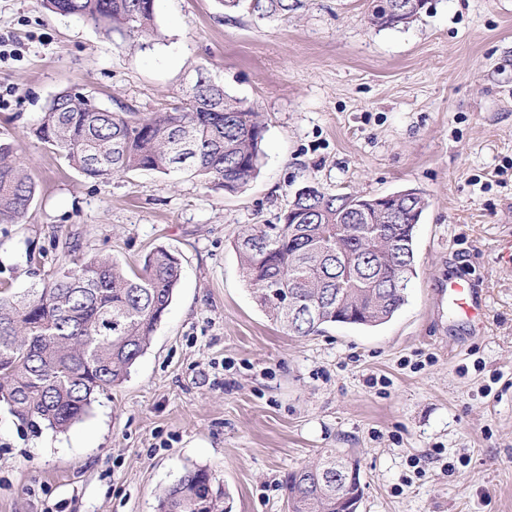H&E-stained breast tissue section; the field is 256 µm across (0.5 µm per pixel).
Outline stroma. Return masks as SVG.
<instances>
[{
    "label": "stroma",
    "instance_id": "1",
    "mask_svg": "<svg viewBox=\"0 0 512 512\" xmlns=\"http://www.w3.org/2000/svg\"><path fill=\"white\" fill-rule=\"evenodd\" d=\"M302 2L261 21L155 0L164 38L143 45L0 0V133L39 189L0 224V280L39 283L29 248L48 271L76 255L139 269L157 247L182 267L150 347L81 422L36 430L0 406V512H156L192 465L232 512H287L288 473L327 448L360 467L358 512H512V0H427L384 29L368 0ZM200 67L265 125L239 193L184 174L95 182L27 134L64 87L160 112ZM306 185L426 196L389 322L301 337L256 304L231 241ZM452 280L476 288L484 326L449 315ZM405 1H407V0H404L401 3H407V5H405L404 9H406V10L408 9L410 11L403 12L399 16L398 22L393 26H389L388 24L385 23L384 20H382L383 14L381 13V8L378 3V0H371V3H370L371 17H372L371 21L373 22L374 25L381 27V28H386V27L392 28V27L399 26L401 24L405 25V24L412 22L414 19L417 18V16H418L417 14H419L420 10L424 7V1L420 0L423 2L422 6L417 9L415 8L413 10H411L413 7H415V6L418 7L420 5V2H416L419 0H411V2H405Z\"/></svg>",
    "mask_w": 512,
    "mask_h": 512
}]
</instances>
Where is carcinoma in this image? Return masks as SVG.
Returning <instances> with one entry per match:
<instances>
[{
	"mask_svg": "<svg viewBox=\"0 0 512 512\" xmlns=\"http://www.w3.org/2000/svg\"><path fill=\"white\" fill-rule=\"evenodd\" d=\"M155 0H42L122 38L156 40ZM300 0H257L251 15L272 19ZM29 135L84 177L189 172L227 194L260 171L264 125L258 113L224 90L205 84L165 112H114L80 87L54 94ZM37 185L13 138H0V224H19ZM373 198L320 189L294 192L279 224L238 232L234 248L243 276L266 314L297 336L325 324L378 326L407 301L417 275L415 231L425 197L398 204L395 223L372 212ZM341 251H336V246ZM181 278L179 259L165 248L145 258L142 271L116 259H74L47 275L39 288L17 295L0 285V403L19 420L64 432L89 411L95 394L122 383L146 352ZM314 304L312 323L288 321L289 306ZM317 462L285 479L289 512H336V485L324 484ZM228 494L204 467H187L159 499L157 512H228Z\"/></svg>",
	"mask_w": 512,
	"mask_h": 512,
	"instance_id": "obj_1",
	"label": "carcinoma"
}]
</instances>
